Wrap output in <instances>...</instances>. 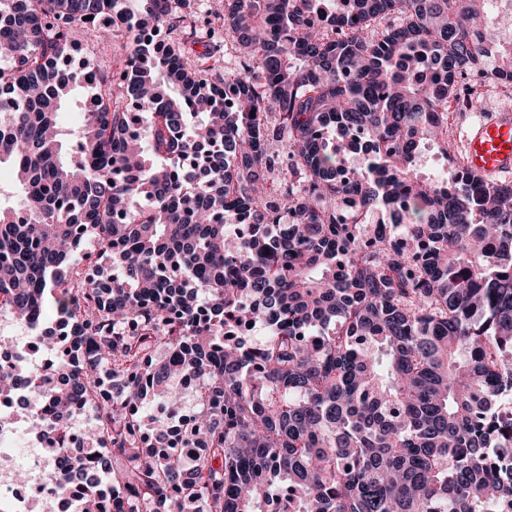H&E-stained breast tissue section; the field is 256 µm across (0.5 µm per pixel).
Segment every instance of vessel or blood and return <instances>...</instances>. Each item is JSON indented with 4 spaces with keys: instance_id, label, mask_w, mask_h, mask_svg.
Masks as SVG:
<instances>
[{
    "instance_id": "1",
    "label": "vessel or blood",
    "mask_w": 512,
    "mask_h": 512,
    "mask_svg": "<svg viewBox=\"0 0 512 512\" xmlns=\"http://www.w3.org/2000/svg\"><path fill=\"white\" fill-rule=\"evenodd\" d=\"M464 156L470 168L488 178L512 175V111H486L469 127L463 139Z\"/></svg>"
}]
</instances>
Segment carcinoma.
<instances>
[{"label": "carcinoma", "instance_id": "obj_1", "mask_svg": "<svg viewBox=\"0 0 512 512\" xmlns=\"http://www.w3.org/2000/svg\"><path fill=\"white\" fill-rule=\"evenodd\" d=\"M488 0H224L253 66L224 79L168 43L191 0H0V307L57 321L79 361L45 392L58 425L100 402L87 457L126 512H512V182L448 143L459 82L512 89V41ZM92 19H86V16ZM134 48L108 77L65 68L83 27ZM82 90L81 127L59 114ZM370 138L346 165L342 136ZM448 173L422 179L421 142ZM386 209L393 223L371 222ZM242 223L233 235L228 224ZM88 225L118 277L70 262ZM252 325L253 336L237 328ZM187 372L203 379L185 445L159 455Z\"/></svg>", "mask_w": 512, "mask_h": 512}]
</instances>
